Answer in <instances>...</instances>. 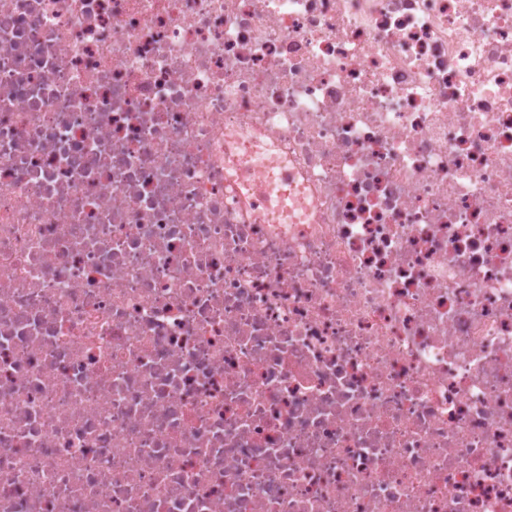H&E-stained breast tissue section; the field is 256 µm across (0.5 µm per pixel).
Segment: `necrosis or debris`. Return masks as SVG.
Wrapping results in <instances>:
<instances>
[{
	"label": "necrosis or debris",
	"instance_id": "4bbe7bcc",
	"mask_svg": "<svg viewBox=\"0 0 512 512\" xmlns=\"http://www.w3.org/2000/svg\"><path fill=\"white\" fill-rule=\"evenodd\" d=\"M0 512H512V0H0Z\"/></svg>",
	"mask_w": 512,
	"mask_h": 512
}]
</instances>
